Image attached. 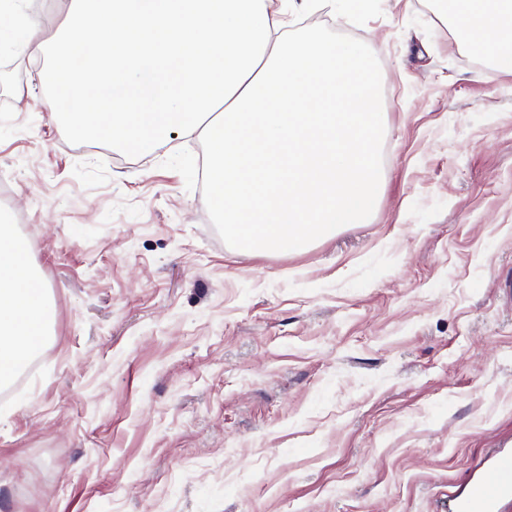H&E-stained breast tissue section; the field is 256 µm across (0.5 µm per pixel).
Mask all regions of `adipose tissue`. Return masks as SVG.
I'll list each match as a JSON object with an SVG mask.
<instances>
[{
    "mask_svg": "<svg viewBox=\"0 0 512 512\" xmlns=\"http://www.w3.org/2000/svg\"><path fill=\"white\" fill-rule=\"evenodd\" d=\"M449 16L461 49L480 48L497 72L512 75V0H452ZM35 279L28 249L0 210L1 385L26 369L49 333L53 311Z\"/></svg>",
    "mask_w": 512,
    "mask_h": 512,
    "instance_id": "obj_1",
    "label": "adipose tissue"
}]
</instances>
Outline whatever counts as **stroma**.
I'll return each instance as SVG.
<instances>
[{
	"instance_id": "obj_1",
	"label": "stroma",
	"mask_w": 512,
	"mask_h": 512,
	"mask_svg": "<svg viewBox=\"0 0 512 512\" xmlns=\"http://www.w3.org/2000/svg\"><path fill=\"white\" fill-rule=\"evenodd\" d=\"M382 71L376 205L287 255L229 247L200 142L66 141L23 59L8 206L54 309L0 402V512H445L512 448V76L437 0H288Z\"/></svg>"
}]
</instances>
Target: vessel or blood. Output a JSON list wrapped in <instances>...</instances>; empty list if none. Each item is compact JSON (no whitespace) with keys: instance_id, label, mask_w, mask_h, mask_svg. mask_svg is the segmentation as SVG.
I'll use <instances>...</instances> for the list:
<instances>
[{"instance_id":"b4317fda","label":"vessel or blood","mask_w":512,"mask_h":512,"mask_svg":"<svg viewBox=\"0 0 512 512\" xmlns=\"http://www.w3.org/2000/svg\"><path fill=\"white\" fill-rule=\"evenodd\" d=\"M512 500V450L492 453L469 478L465 491L448 495V512H501Z\"/></svg>"}]
</instances>
